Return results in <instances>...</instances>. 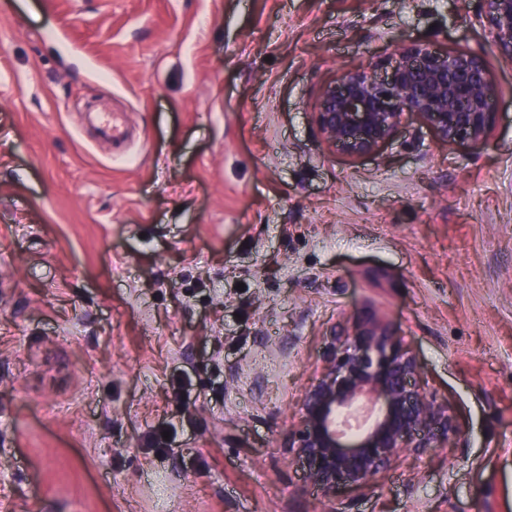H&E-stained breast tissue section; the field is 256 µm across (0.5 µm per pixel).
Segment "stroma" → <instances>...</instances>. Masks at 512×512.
<instances>
[{"instance_id": "obj_1", "label": "stroma", "mask_w": 512, "mask_h": 512, "mask_svg": "<svg viewBox=\"0 0 512 512\" xmlns=\"http://www.w3.org/2000/svg\"><path fill=\"white\" fill-rule=\"evenodd\" d=\"M477 12L0 0V512H320L288 437L365 312L457 431L331 512H512V64ZM396 41L484 56L487 146L323 140L321 88Z\"/></svg>"}]
</instances>
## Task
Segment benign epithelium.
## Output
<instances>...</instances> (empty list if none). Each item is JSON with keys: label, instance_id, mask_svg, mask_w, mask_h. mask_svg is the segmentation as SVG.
<instances>
[{"label": "benign epithelium", "instance_id": "1", "mask_svg": "<svg viewBox=\"0 0 512 512\" xmlns=\"http://www.w3.org/2000/svg\"><path fill=\"white\" fill-rule=\"evenodd\" d=\"M478 23L495 55L512 64V0H482ZM497 95L482 55L415 42L396 46L384 76L347 70L323 86L314 116L323 138L353 158L378 153L406 115L427 121L446 144L479 147L496 123ZM324 360L290 444L322 500L367 484L409 449L441 448L456 433L448 409L418 383L413 354L373 314L331 335Z\"/></svg>", "mask_w": 512, "mask_h": 512}]
</instances>
